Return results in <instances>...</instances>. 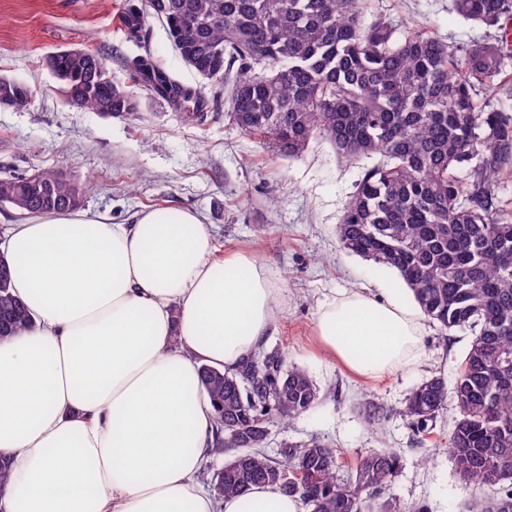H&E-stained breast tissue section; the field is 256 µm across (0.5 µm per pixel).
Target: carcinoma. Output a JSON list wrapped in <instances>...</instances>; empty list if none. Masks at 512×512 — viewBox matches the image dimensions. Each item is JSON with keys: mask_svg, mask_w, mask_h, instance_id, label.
<instances>
[{"mask_svg": "<svg viewBox=\"0 0 512 512\" xmlns=\"http://www.w3.org/2000/svg\"><path fill=\"white\" fill-rule=\"evenodd\" d=\"M465 20L505 31L512 0H453ZM364 0H125L120 21L138 38L161 21L183 61L224 87L241 132L294 158L321 139L347 161L372 160L347 202L338 240L346 251L391 269L422 313L473 338L453 385H418L404 413L413 430L433 429L453 400L459 416L448 448L460 479L490 494L471 512H512V198L499 175L512 173V115L481 103L512 82L505 38L453 51L423 34L397 36L392 22L364 18ZM66 100L103 116L133 115L137 101L94 52L47 58ZM134 82L188 122L206 98L158 67L150 53L128 61ZM32 89L0 77V105L21 109ZM468 170V177L459 176ZM91 189L44 169L0 175V204L24 214L79 207ZM0 254V337L26 329L25 306L10 292ZM215 408L210 454L229 455L210 480L217 499L257 485L298 497L310 512H400L384 490L399 460L370 452L340 473L337 450L318 438L266 448L271 427L312 411L320 389L283 352L259 348L235 369L204 367ZM393 412L368 401L378 424Z\"/></svg>", "mask_w": 512, "mask_h": 512, "instance_id": "cac0c4a2", "label": "carcinoma"}]
</instances>
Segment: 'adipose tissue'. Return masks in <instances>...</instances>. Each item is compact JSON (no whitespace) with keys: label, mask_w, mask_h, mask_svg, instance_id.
<instances>
[{"label":"adipose tissue","mask_w":512,"mask_h":512,"mask_svg":"<svg viewBox=\"0 0 512 512\" xmlns=\"http://www.w3.org/2000/svg\"><path fill=\"white\" fill-rule=\"evenodd\" d=\"M33 325L0 338V512H304L271 486L215 499L198 475L215 428L202 366L229 371L278 320L255 258L218 260L194 211L132 224L35 214L0 233ZM319 346L364 377L422 356L416 312L347 292L323 303Z\"/></svg>","instance_id":"obj_1"}]
</instances>
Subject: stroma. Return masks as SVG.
Segmentation results:
<instances>
[{"label": "stroma", "mask_w": 512, "mask_h": 512, "mask_svg": "<svg viewBox=\"0 0 512 512\" xmlns=\"http://www.w3.org/2000/svg\"><path fill=\"white\" fill-rule=\"evenodd\" d=\"M124 0H0V75L27 83L25 108H0V170L32 174L41 169L92 182L83 210L109 224L133 223L139 212L177 206L209 224L216 258L252 251L282 290L284 314L267 336L290 362L305 368L320 387L317 407L274 428L281 440L317 437L336 448L342 464L368 451L397 453L400 467L386 494L402 512H469L480 493L466 486L445 451L458 410L448 404L431 433L414 435L401 416L370 426L366 399L401 408L410 390L433 376L451 379L471 341L466 330H441L423 322V356L379 379L352 374L324 357L314 335L321 304L351 290L383 297L413 294L392 270L373 266L340 245L336 226L363 166L338 160L325 141H311L299 157L285 158L262 140L231 125L215 83L182 60L165 26L147 19L144 44L120 29ZM452 0H368L369 16L383 15L406 30L434 36L452 48L495 41L496 28L467 22ZM149 48L156 62L184 84L204 86L210 102L200 123L184 122L167 102L133 86L135 117H104L69 104L46 64L51 53L98 52L113 78L128 82L125 60Z\"/></svg>", "instance_id": "1"}]
</instances>
